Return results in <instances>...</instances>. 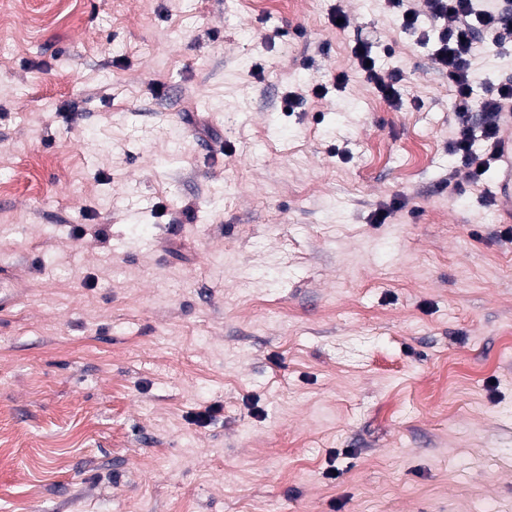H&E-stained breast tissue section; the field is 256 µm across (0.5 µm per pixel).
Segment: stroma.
I'll list each match as a JSON object with an SVG mask.
<instances>
[{"label":"stroma","mask_w":512,"mask_h":512,"mask_svg":"<svg viewBox=\"0 0 512 512\" xmlns=\"http://www.w3.org/2000/svg\"><path fill=\"white\" fill-rule=\"evenodd\" d=\"M426 27L0 0V512H512V208ZM352 56L365 75L367 82L373 84L374 88L391 104L399 103L401 98L397 94L395 85L402 80L400 73L390 72L386 78L376 64V59L369 43L356 42L352 47ZM367 60L371 61L370 66H366Z\"/></svg>","instance_id":"1"}]
</instances>
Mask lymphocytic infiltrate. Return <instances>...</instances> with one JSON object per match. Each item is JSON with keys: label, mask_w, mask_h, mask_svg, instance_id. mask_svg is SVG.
Returning a JSON list of instances; mask_svg holds the SVG:
<instances>
[{"label": "lymphocytic infiltrate", "mask_w": 512, "mask_h": 512, "mask_svg": "<svg viewBox=\"0 0 512 512\" xmlns=\"http://www.w3.org/2000/svg\"><path fill=\"white\" fill-rule=\"evenodd\" d=\"M426 5L436 35L433 58L454 90L458 129L450 149L467 167L469 183L475 186L483 177V161L473 149L474 142L480 139L501 148L505 107L512 103V80L502 81L482 97H475L471 60L478 39L497 46L512 44V0H500L493 9L483 7L482 0H426ZM352 56L367 82L390 103H399L396 85L400 73H383L372 61L369 43H355ZM476 114L481 117L477 124L472 121Z\"/></svg>", "instance_id": "obj_1"}]
</instances>
